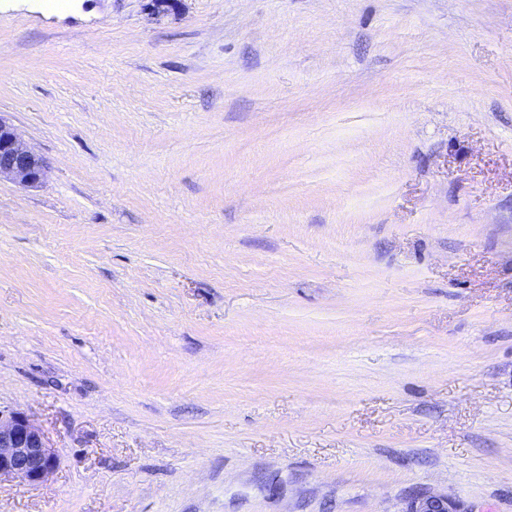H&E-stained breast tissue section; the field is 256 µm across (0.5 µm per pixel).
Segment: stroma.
<instances>
[{
	"instance_id": "35a3bbf8",
	"label": "stroma",
	"mask_w": 512,
	"mask_h": 512,
	"mask_svg": "<svg viewBox=\"0 0 512 512\" xmlns=\"http://www.w3.org/2000/svg\"><path fill=\"white\" fill-rule=\"evenodd\" d=\"M8 0L0 512H512V0ZM48 168L47 160L0 116V180L7 178L23 187H35L44 180ZM58 458L41 427L23 412L0 410V480L21 478L40 483L57 467ZM408 512H464L461 505L444 497L417 493L413 496Z\"/></svg>"
}]
</instances>
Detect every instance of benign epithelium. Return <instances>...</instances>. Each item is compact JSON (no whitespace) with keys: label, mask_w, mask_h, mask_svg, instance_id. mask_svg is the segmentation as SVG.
I'll use <instances>...</instances> for the list:
<instances>
[{"label":"benign epithelium","mask_w":512,"mask_h":512,"mask_svg":"<svg viewBox=\"0 0 512 512\" xmlns=\"http://www.w3.org/2000/svg\"><path fill=\"white\" fill-rule=\"evenodd\" d=\"M48 171L47 160L30 147L16 128L0 117V179L23 187L40 184ZM58 458L41 427L23 412L0 411V479L21 478L40 483L57 467ZM408 512H465L461 505L444 497L417 493Z\"/></svg>","instance_id":"obj_1"}]
</instances>
